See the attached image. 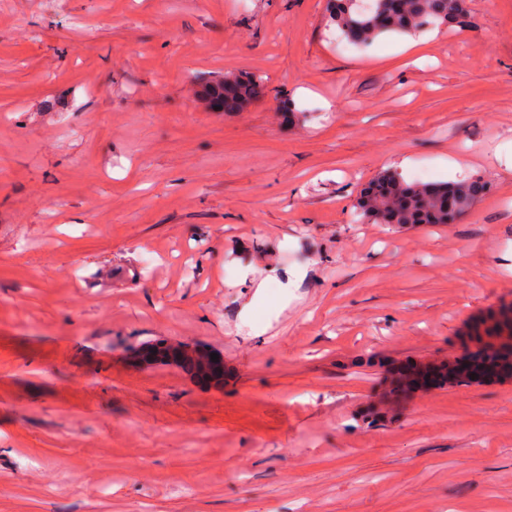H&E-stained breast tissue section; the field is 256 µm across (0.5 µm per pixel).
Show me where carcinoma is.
I'll return each mask as SVG.
<instances>
[{"mask_svg": "<svg viewBox=\"0 0 512 512\" xmlns=\"http://www.w3.org/2000/svg\"><path fill=\"white\" fill-rule=\"evenodd\" d=\"M467 15L466 0H405L400 12L392 10L389 0H331L330 19L343 39L354 45L369 46L389 34L414 35L431 26H461ZM260 89L261 80L245 73L203 82L195 94L215 112H238ZM373 184L380 189L379 194L368 201L359 197L358 207L362 217L382 224H442L443 218L433 213H446L450 202L457 213H466L487 190L486 183L478 178L415 184L391 171L380 174ZM483 323V332L468 337L462 355L456 358V363L464 365L455 378L457 383L472 382V374L492 372L512 357V329L500 324L492 312ZM136 356L149 365L174 362L206 382L222 373L220 361L211 360L205 352L202 353L205 367L189 353L163 344H146L136 351ZM424 372L433 373L429 378L431 386L446 385L437 368L412 364L399 369L396 391H412L415 378Z\"/></svg>", "mask_w": 512, "mask_h": 512, "instance_id": "1", "label": "carcinoma"}]
</instances>
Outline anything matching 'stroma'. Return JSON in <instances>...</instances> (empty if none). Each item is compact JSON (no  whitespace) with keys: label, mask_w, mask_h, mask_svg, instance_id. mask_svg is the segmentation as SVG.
Listing matches in <instances>:
<instances>
[{"label":"stroma","mask_w":512,"mask_h":512,"mask_svg":"<svg viewBox=\"0 0 512 512\" xmlns=\"http://www.w3.org/2000/svg\"><path fill=\"white\" fill-rule=\"evenodd\" d=\"M468 9L343 53L327 0H0V512H512V380L367 415L512 302V0ZM395 170L490 190L361 218ZM261 80L248 74L225 76L202 82L195 94L215 112H238L260 92ZM194 354L202 355L207 366L203 367L197 360L190 357L188 352L164 344H146L136 351V356L141 362L149 365L174 362L193 373L200 381H211L209 372L215 378L220 377L222 373L220 361H212L211 356L205 352L197 351ZM439 367H431L426 364H412L403 366L399 369L396 388L398 393H406L412 391V386L415 383V378L424 372H435L438 371Z\"/></svg>","instance_id":"1"}]
</instances>
